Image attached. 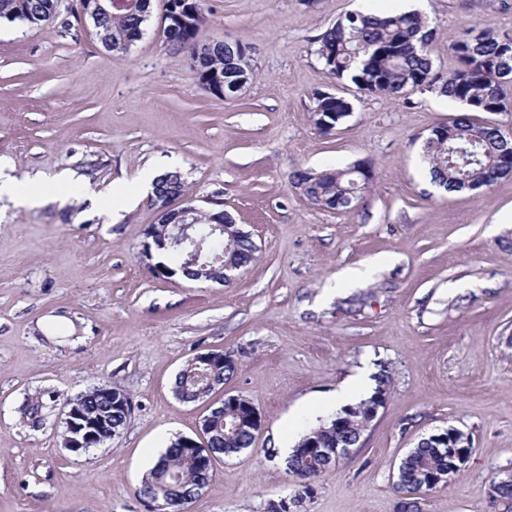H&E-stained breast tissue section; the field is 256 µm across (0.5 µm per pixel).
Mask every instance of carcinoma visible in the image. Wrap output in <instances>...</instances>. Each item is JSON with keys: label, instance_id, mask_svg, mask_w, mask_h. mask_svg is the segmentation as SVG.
<instances>
[{"label": "carcinoma", "instance_id": "cac0c4a2", "mask_svg": "<svg viewBox=\"0 0 512 512\" xmlns=\"http://www.w3.org/2000/svg\"><path fill=\"white\" fill-rule=\"evenodd\" d=\"M181 1L190 5L192 14L187 23L175 33L165 35L174 47L199 55L197 33L205 21L202 0H166L165 18H171V6ZM59 0H0V18L20 20L29 25H41L52 20ZM151 0H139L138 7L127 2L94 16H86L95 36L108 51L126 52L127 45L149 20ZM433 28L425 17L416 12H399L388 15L348 14L328 27L318 38V57L325 69L337 81H348L357 90L385 97H396L408 90H434L439 94L468 106L472 112H507L502 85L492 81L496 71L512 73V53L503 50L501 37L490 28L479 36L449 44L459 66L441 74L433 70L430 45ZM247 64L237 53V44L224 42V49L200 55L197 68L200 85L213 93L220 90L221 81L228 72L243 70ZM336 98L318 93L315 95L312 119L320 126L322 112H338ZM424 158L432 181L446 191L490 188L508 174L512 166V137L505 136L500 127L491 121L478 122L468 114L458 115L448 122V135L435 136L424 144ZM373 175H368L360 186L353 187L359 177L351 168L336 169L334 175L318 176L304 169L293 174V183L306 197L316 203L329 201L334 210L351 208L367 188ZM156 186L173 197L186 196V184L178 171L161 175ZM197 237L202 239V249L197 253L196 265L185 264V256L162 242L151 240L153 248L166 250L160 264L196 280L200 269L211 266L217 255L224 262L248 265L256 258L257 249L249 236L237 224L225 225L224 234L212 232L209 224H196ZM203 384L196 382L191 372L182 370L175 381L174 392L183 402H195L205 396ZM88 416L106 413V405L90 389L80 394ZM372 398L362 399L340 409L330 418L305 430L292 453L284 459L285 470L297 480V489L290 498L304 504L311 499L313 482L331 471L309 455L304 447L312 440L323 448L357 447L368 431L372 418L368 405ZM252 402L243 395L236 402L224 407V417L214 422L210 447L213 456H231L252 446L259 428L246 422L247 407ZM471 435L455 428L448 430V447L438 448L428 437L420 439L401 459L397 469V486L407 500L421 492H432L448 486L452 476L468 462ZM169 473L168 490L158 499L159 512H182L189 504L185 494L204 487L211 478V470L201 469L182 448L181 438L171 441L154 467L145 475L137 494L145 496L154 490L160 469ZM501 483L490 493L493 506L502 502L512 504V476L503 475Z\"/></svg>", "mask_w": 512, "mask_h": 512}]
</instances>
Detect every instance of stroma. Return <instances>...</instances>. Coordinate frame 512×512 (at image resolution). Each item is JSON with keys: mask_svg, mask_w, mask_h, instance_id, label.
Wrapping results in <instances>:
<instances>
[{"mask_svg": "<svg viewBox=\"0 0 512 512\" xmlns=\"http://www.w3.org/2000/svg\"><path fill=\"white\" fill-rule=\"evenodd\" d=\"M130 53L106 51L60 0L39 26L0 19V172L38 203L0 197V512H149L136 490L147 454L195 436L207 404L172 383L196 353L237 362L215 391L248 397L262 426L251 448L215 460L190 512H267L294 478L268 449L332 415L352 375L387 369L388 397L365 434L314 483L306 512H398L401 458L453 426L471 457L424 512H492L490 484L512 468V176L449 193L426 176L431 130L466 113L433 91L398 97L337 85L318 36L354 12L399 0H203L197 40L246 49L236 97L205 91L187 53L165 40L151 0ZM437 29L433 68L458 65L472 28L512 36V0H411ZM352 113L331 130L310 118L315 92ZM171 161L191 198H218L259 247L227 286L153 277L137 253L150 199L112 214L142 172ZM370 164L347 210L314 205L298 169ZM102 385L130 395L120 437L75 455L63 409Z\"/></svg>", "mask_w": 512, "mask_h": 512, "instance_id": "obj_1", "label": "stroma"}]
</instances>
